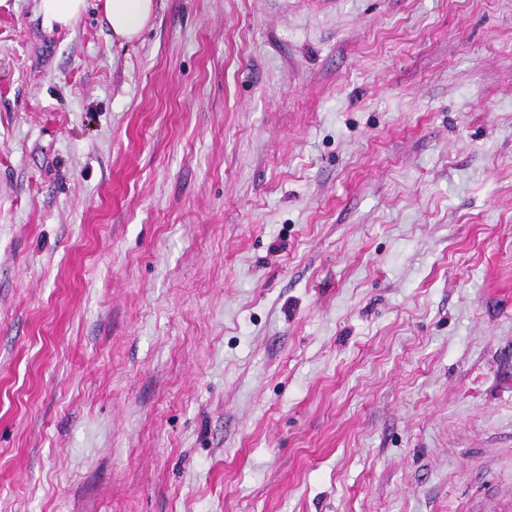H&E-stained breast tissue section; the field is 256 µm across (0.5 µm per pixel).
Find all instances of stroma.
Masks as SVG:
<instances>
[{"instance_id": "35a3bbf8", "label": "stroma", "mask_w": 512, "mask_h": 512, "mask_svg": "<svg viewBox=\"0 0 512 512\" xmlns=\"http://www.w3.org/2000/svg\"><path fill=\"white\" fill-rule=\"evenodd\" d=\"M0 0V512H512V0ZM39 12L43 24L52 30L55 26H68L82 11L85 0H40ZM104 12L112 37L123 42L136 40L148 24L155 0H104Z\"/></svg>"}]
</instances>
